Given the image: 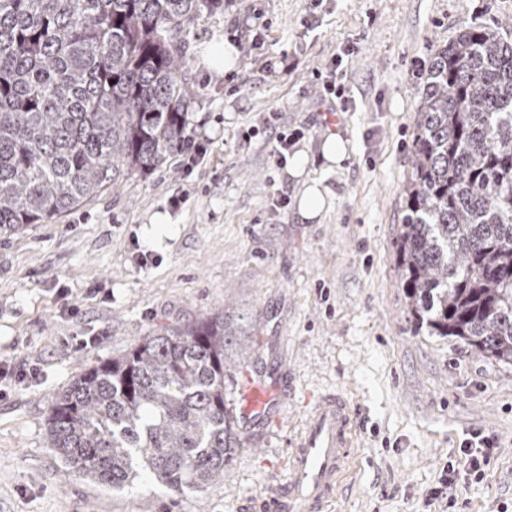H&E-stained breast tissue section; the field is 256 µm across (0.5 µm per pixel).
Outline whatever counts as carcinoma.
<instances>
[{"mask_svg": "<svg viewBox=\"0 0 512 512\" xmlns=\"http://www.w3.org/2000/svg\"><path fill=\"white\" fill-rule=\"evenodd\" d=\"M218 0H0V234L56 219L188 133V25ZM396 238L410 314L512 364V34L468 24L426 70ZM224 314L159 327L81 372L48 417L68 474L200 492L239 442Z\"/></svg>", "mask_w": 512, "mask_h": 512, "instance_id": "obj_1", "label": "carcinoma"}]
</instances>
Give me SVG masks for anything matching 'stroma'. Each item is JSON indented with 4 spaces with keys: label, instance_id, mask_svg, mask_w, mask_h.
<instances>
[{
    "label": "stroma",
    "instance_id": "stroma-1",
    "mask_svg": "<svg viewBox=\"0 0 512 512\" xmlns=\"http://www.w3.org/2000/svg\"><path fill=\"white\" fill-rule=\"evenodd\" d=\"M310 3L220 0L191 25L188 122L210 142L192 174L175 151L57 220L0 235V360L38 369L22 382L0 377V512H240L284 477L288 431L324 388L349 398L358 433L330 512H426L443 466L475 431L495 441L484 479L458 478L454 502L433 508L512 512V364L415 326L395 243L432 55L468 23L512 32V0H323L313 24ZM251 6L269 24L263 45L238 53L232 74L210 71L205 48L230 42ZM347 45L343 106L321 100L313 73ZM270 112L301 130L295 149L317 155L332 131L348 144L314 220L297 214L302 184L277 163L262 123ZM281 193L284 210L273 205ZM157 213L172 228L159 247L144 233ZM215 312L248 347L226 352L224 403L240 445L223 477L179 494L146 477L112 490L67 474L48 436L56 396L161 324ZM85 336L95 344L81 347ZM253 387L278 401L281 427L241 419Z\"/></svg>",
    "mask_w": 512,
    "mask_h": 512
}]
</instances>
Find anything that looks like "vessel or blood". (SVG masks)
Listing matches in <instances>:
<instances>
[{
    "label": "vessel or blood",
    "instance_id": "obj_1",
    "mask_svg": "<svg viewBox=\"0 0 512 512\" xmlns=\"http://www.w3.org/2000/svg\"><path fill=\"white\" fill-rule=\"evenodd\" d=\"M275 402L252 392L242 408L245 419L275 423ZM357 420L348 399L322 392L309 405L306 420L290 438L286 478L272 479L258 504L261 512H328L352 463Z\"/></svg>",
    "mask_w": 512,
    "mask_h": 512
}]
</instances>
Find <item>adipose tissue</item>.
Instances as JSON below:
<instances>
[{"label": "adipose tissue", "mask_w": 512, "mask_h": 512, "mask_svg": "<svg viewBox=\"0 0 512 512\" xmlns=\"http://www.w3.org/2000/svg\"><path fill=\"white\" fill-rule=\"evenodd\" d=\"M320 154L322 164L319 178L311 179L307 176V171L312 163L308 152L302 150L294 152L288 165L289 175L303 182L297 212L301 218L306 220L315 219L322 214L330 196V190L326 186L325 180L340 169L346 157V143L338 134L328 135L321 144Z\"/></svg>", "instance_id": "obj_1"}]
</instances>
